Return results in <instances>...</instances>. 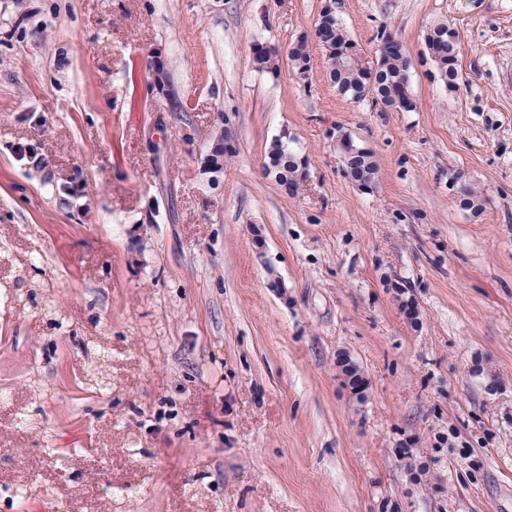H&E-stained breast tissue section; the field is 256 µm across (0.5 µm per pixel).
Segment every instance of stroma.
<instances>
[{"label":"stroma","mask_w":512,"mask_h":512,"mask_svg":"<svg viewBox=\"0 0 512 512\" xmlns=\"http://www.w3.org/2000/svg\"><path fill=\"white\" fill-rule=\"evenodd\" d=\"M325 2L0 0V512H512V0H335L363 54L406 44L411 112L315 43L308 83L254 68ZM448 29L447 22H438L431 26L425 36L424 42L427 50L434 49L441 55V60L437 62V76L449 88H455L459 79V71L457 68V50L459 46L458 35L455 40L442 42L438 40V36ZM430 50L431 55L435 57L433 50ZM291 142H293L292 138H289L288 141H284L283 137L274 139L268 148L265 163L266 169L271 171L276 182L277 179L288 180L295 186L294 191L289 195L295 194L304 173L308 177L306 164L304 170L299 160L301 156L290 147ZM345 167L359 171L362 176L370 181V185L376 184L378 181L379 167L371 151L348 155ZM356 183L360 188L370 190V185L361 182Z\"/></svg>","instance_id":"35a3bbf8"}]
</instances>
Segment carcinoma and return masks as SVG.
<instances>
[{
    "label": "carcinoma",
    "mask_w": 512,
    "mask_h": 512,
    "mask_svg": "<svg viewBox=\"0 0 512 512\" xmlns=\"http://www.w3.org/2000/svg\"><path fill=\"white\" fill-rule=\"evenodd\" d=\"M447 28L446 22L434 24L427 30L424 42L426 48H432L441 55V60L437 61L438 78L446 86L454 88L459 79V40H438V36ZM319 36L326 42V45L322 46L325 52L326 77L339 95L358 104L369 100L375 104L382 102L399 106L413 103L410 91L413 60L408 50L377 55V67L369 70L362 67L351 68L345 64L344 57L337 55L339 51H348L356 47L341 20L337 18L324 22ZM254 52L257 70L274 72L278 69L280 60L275 54L263 51L260 46L255 47ZM288 60L297 79L304 84L307 83L310 60L307 38L301 37L294 43ZM265 167L271 171L274 179L286 180L296 187L303 177L304 168L299 160V154L290 147V142L281 137L274 139L269 146ZM346 167L360 172L372 185L378 181L379 167L374 154L370 151L347 156Z\"/></svg>",
    "instance_id": "carcinoma-1"
}]
</instances>
